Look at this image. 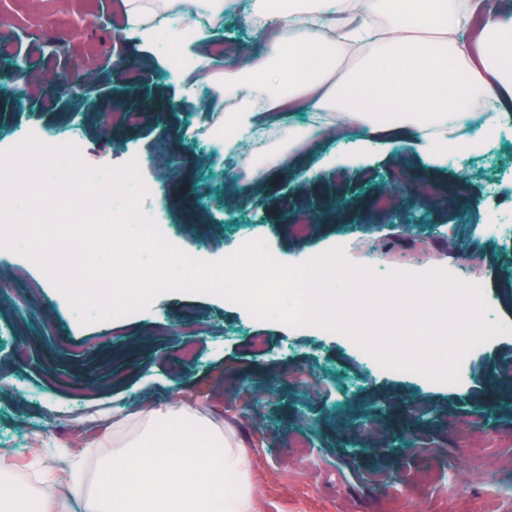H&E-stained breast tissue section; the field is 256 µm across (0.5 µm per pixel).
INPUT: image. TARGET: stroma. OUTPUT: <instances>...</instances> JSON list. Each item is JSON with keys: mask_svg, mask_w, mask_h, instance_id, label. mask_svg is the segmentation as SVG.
Instances as JSON below:
<instances>
[{"mask_svg": "<svg viewBox=\"0 0 512 512\" xmlns=\"http://www.w3.org/2000/svg\"><path fill=\"white\" fill-rule=\"evenodd\" d=\"M1 30L21 40L0 46V144L24 128L53 137L76 127L89 167L139 155L153 186L144 211L191 257L232 255L243 224L260 226L290 264L347 234L349 259H375L381 275L402 260L420 269L461 263L484 283L488 320L512 325V245L495 235L512 226V133L463 175L452 161L402 167L376 152L313 170L301 185L290 170L311 159L297 154L270 183L232 184L212 177L207 152L223 111L189 93L194 73L168 77L170 48L141 44L124 26L121 0H0ZM216 35L238 56L256 49L243 8L225 7ZM118 56L129 59L128 74L114 75ZM29 72L91 89L96 109L67 96L50 108L17 101L11 89ZM493 179L500 201L487 209ZM408 185L419 202L402 199ZM0 282V448L13 451L11 475L33 460L54 465L65 451L87 455L86 485H98L96 462L112 449L94 442L111 428L113 408L134 414L181 389L241 445L253 512H512V378L501 372L512 364V334L465 355L462 385H442L369 371L342 333L259 320L217 294L167 292L129 317L84 324L24 255H0ZM193 320L199 330L172 336V325Z\"/></svg>", "mask_w": 512, "mask_h": 512, "instance_id": "obj_1", "label": "stroma"}]
</instances>
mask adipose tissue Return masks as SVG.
Here are the masks:
<instances>
[{
    "label": "adipose tissue",
    "instance_id": "1",
    "mask_svg": "<svg viewBox=\"0 0 512 512\" xmlns=\"http://www.w3.org/2000/svg\"><path fill=\"white\" fill-rule=\"evenodd\" d=\"M155 2L122 0L127 26L151 45L179 43L197 82H209L227 59L211 54L192 0ZM251 21L260 49L238 61L247 81L237 94L262 100L289 152H313L322 137L354 155L451 157L462 167L469 146L512 128V12L492 0H255ZM298 112L309 126L295 124ZM112 445L99 465L109 480L94 493L82 460L63 452L39 489L4 481L0 501L59 512L66 491L84 497L86 512H252L237 443L201 409L172 400L113 420Z\"/></svg>",
    "mask_w": 512,
    "mask_h": 512
}]
</instances>
